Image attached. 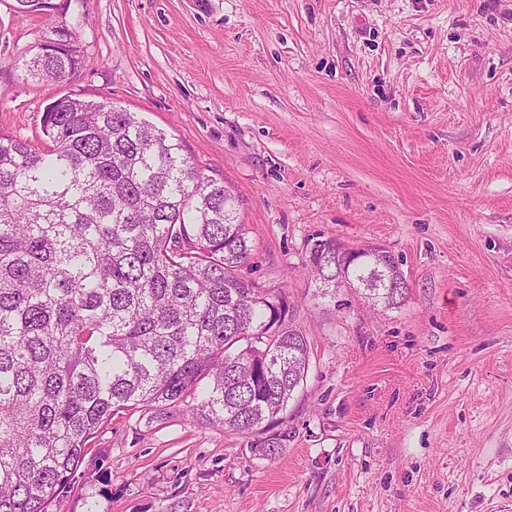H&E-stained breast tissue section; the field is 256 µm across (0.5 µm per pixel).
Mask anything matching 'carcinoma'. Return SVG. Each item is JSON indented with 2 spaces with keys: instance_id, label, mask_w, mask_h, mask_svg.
I'll return each instance as SVG.
<instances>
[{
  "instance_id": "carcinoma-1",
  "label": "carcinoma",
  "mask_w": 512,
  "mask_h": 512,
  "mask_svg": "<svg viewBox=\"0 0 512 512\" xmlns=\"http://www.w3.org/2000/svg\"><path fill=\"white\" fill-rule=\"evenodd\" d=\"M17 12L59 9L16 0ZM64 53L15 61L23 79L76 73ZM48 148L0 131V512H52L116 411L174 407L206 424L274 431L309 371L301 333L276 328L288 299L244 279L251 256L237 200L180 142L110 102L70 95L42 115ZM317 296L341 284L393 308L401 269L367 245H310Z\"/></svg>"
}]
</instances>
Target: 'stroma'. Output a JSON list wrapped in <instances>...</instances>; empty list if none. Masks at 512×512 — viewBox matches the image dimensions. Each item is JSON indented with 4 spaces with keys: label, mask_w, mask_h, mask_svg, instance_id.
<instances>
[{
    "label": "stroma",
    "mask_w": 512,
    "mask_h": 512,
    "mask_svg": "<svg viewBox=\"0 0 512 512\" xmlns=\"http://www.w3.org/2000/svg\"><path fill=\"white\" fill-rule=\"evenodd\" d=\"M65 83L13 66L57 23ZM110 102L238 200L241 274L284 291L307 380L268 458L181 409L122 411L53 512H512V0H0V131ZM399 258L400 307L315 295L310 239Z\"/></svg>",
    "instance_id": "stroma-1"
}]
</instances>
